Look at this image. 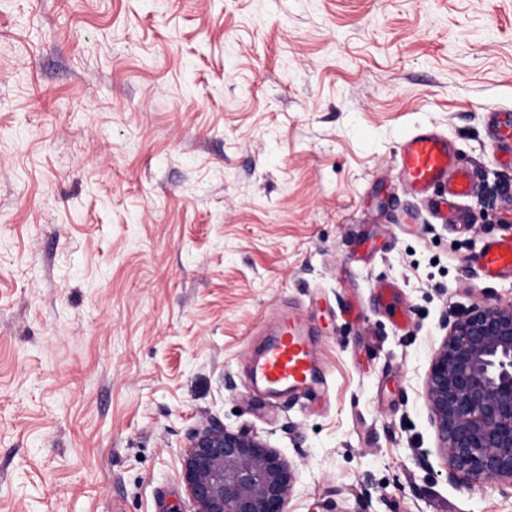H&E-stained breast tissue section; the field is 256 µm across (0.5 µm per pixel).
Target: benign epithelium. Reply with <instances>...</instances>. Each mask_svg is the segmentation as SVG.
Masks as SVG:
<instances>
[{
  "label": "benign epithelium",
  "instance_id": "1",
  "mask_svg": "<svg viewBox=\"0 0 512 512\" xmlns=\"http://www.w3.org/2000/svg\"><path fill=\"white\" fill-rule=\"evenodd\" d=\"M441 329L423 395L446 477L512 490V301L487 298ZM182 460L194 512H288L296 470L256 435L213 420L191 432Z\"/></svg>",
  "mask_w": 512,
  "mask_h": 512
}]
</instances>
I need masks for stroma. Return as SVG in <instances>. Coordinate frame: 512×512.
Here are the masks:
<instances>
[{"instance_id":"1","label":"stroma","mask_w":512,"mask_h":512,"mask_svg":"<svg viewBox=\"0 0 512 512\" xmlns=\"http://www.w3.org/2000/svg\"><path fill=\"white\" fill-rule=\"evenodd\" d=\"M511 115L512 0H0V512H193L212 420L296 467L288 512H512L423 397L441 319L512 299ZM421 125L466 223L398 177ZM281 302L326 405L248 385ZM485 278L494 282L512 276V236L488 240L480 255Z\"/></svg>"}]
</instances>
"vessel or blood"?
<instances>
[{
  "label": "vessel or blood",
  "mask_w": 512,
  "mask_h": 512,
  "mask_svg": "<svg viewBox=\"0 0 512 512\" xmlns=\"http://www.w3.org/2000/svg\"><path fill=\"white\" fill-rule=\"evenodd\" d=\"M398 171L411 194L431 200L439 212H447L469 193L468 172L460 167L447 137L430 128H417L402 141ZM443 184L447 195L432 198V191ZM480 266L488 281L511 277L512 236L488 240ZM268 321L264 344L249 365L252 390L269 400L301 394L311 401H325L328 387L308 316L297 308L276 309Z\"/></svg>",
  "instance_id": "b4317fda"
}]
</instances>
